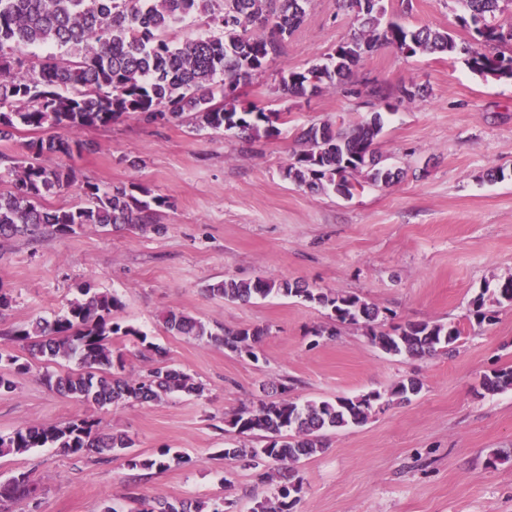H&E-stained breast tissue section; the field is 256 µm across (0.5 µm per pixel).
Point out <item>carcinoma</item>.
I'll use <instances>...</instances> for the list:
<instances>
[{
    "mask_svg": "<svg viewBox=\"0 0 512 512\" xmlns=\"http://www.w3.org/2000/svg\"><path fill=\"white\" fill-rule=\"evenodd\" d=\"M311 0H0V139H9L20 127L51 130L53 134L25 144L22 153L0 170L14 190L0 193V237L48 238L76 233L86 225L107 229H159L156 217L171 207L168 197L142 186H102L82 183L83 203L70 208H47L43 201L76 182L75 171L61 165L38 162L45 157H72L86 149L83 130L107 126L122 116L145 123L190 117L197 130L234 131L249 140L259 133L277 132L270 115L262 109L237 104L240 82L262 73L277 59L283 43L305 21ZM354 14L357 27L322 64L307 71H292L280 81L288 96H303L307 75L316 77L319 91L347 78L363 56L383 47L409 55L463 54L471 70L481 76L512 79V29L495 22V13L507 0H457L458 20L476 34L472 43L459 44L445 30L400 24H382V0H340ZM205 18L219 35L194 36L181 43L168 32L187 17ZM52 50L45 59L24 67L22 55L30 49ZM374 110L353 127L336 131L312 125L299 135L303 149L288 163L285 176L315 191L352 194L363 173L372 184L388 185L395 173L378 166L375 145L383 128L382 110L423 96L415 84L403 85L397 94L380 86L367 91ZM206 291L228 301L248 302L271 294L302 297L331 309L334 326L315 335L333 338L336 325L362 323L372 345L389 355L411 357L449 353L461 338L451 324L408 322L383 329L381 311L359 295L346 291L324 292L299 281L274 278L224 279L206 285ZM512 305V278L493 292L492 300L479 294L472 302L479 322L490 321L489 306ZM123 307L112 292L91 285L79 288L65 314L52 320L35 319L11 334V341L32 358L48 362L59 358L72 366L45 371L42 381L52 391L81 403L105 405L127 402H159L175 393L200 394L202 384L175 369L156 367L145 378L123 374L124 355L112 351L116 336L131 337L150 354L161 358L164 349L147 341L140 329L123 326L112 314ZM165 329L179 336L208 337L233 353L255 355L264 330L242 327L211 329L182 312L163 317ZM0 393L15 388L13 374L29 370L7 348H0ZM488 393L512 389V368L483 375ZM422 383L403 378L389 390V398L404 402L417 395ZM274 399H260L241 406L228 420L237 436L263 434L259 448L244 444L223 450L224 458L242 463L256 478L272 487L271 495L256 503L251 512H295L303 481L295 464L324 448L326 433L364 424L381 407L384 394L372 391L334 400L300 402L291 396L294 382L271 385ZM52 445L74 456L87 451H107L124 459L130 470H166L183 457L169 448L143 458L132 452L134 440L127 434H107L99 423L75 418L52 427L21 426L0 436V455H22L32 448ZM36 492L29 475L20 473L0 482V503L31 498ZM128 512H224L204 501L147 500L129 496Z\"/></svg>",
    "mask_w": 512,
    "mask_h": 512,
    "instance_id": "cac0c4a2",
    "label": "carcinoma"
}]
</instances>
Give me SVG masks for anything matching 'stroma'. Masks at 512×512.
I'll return each mask as SVG.
<instances>
[{
  "label": "stroma",
  "mask_w": 512,
  "mask_h": 512,
  "mask_svg": "<svg viewBox=\"0 0 512 512\" xmlns=\"http://www.w3.org/2000/svg\"><path fill=\"white\" fill-rule=\"evenodd\" d=\"M384 6L386 20L444 28L459 43L471 37L456 0ZM352 29V13L337 0H312L282 55L239 85L241 105L278 113L279 135L245 144L229 131L194 130L186 118L147 124L127 117L84 130L90 150L56 157L78 177L141 185L172 205L159 212L155 231L86 226L52 239H0V287L13 298L0 316V345L8 331L64 312L89 282L117 292L124 307L116 321L147 332L167 365L205 391L99 409L49 390L41 380L46 363L32 361L15 375L14 390L0 393V436L89 417L132 437L141 457L168 448L186 461L132 471L120 459H79L51 446L5 455L0 481L25 472L36 487L33 499L6 512H101L107 501L124 512L132 494L230 500L250 512L270 489L221 451L236 441L227 420L262 386L288 377L300 400H323L381 392L409 376L423 384L411 402L384 405L299 461L304 490L296 512H512V459L485 466L492 452L512 455V389L489 394L480 386L483 374L512 367V306L497 307L494 323L482 327L469 312L474 297L512 276V178L486 177L494 167L512 171V79L480 76L456 55L407 57L383 48L315 96L279 92L281 75L323 62ZM367 81L427 90L384 116L376 150L401 178L363 184L349 197L288 180L303 129L346 128L368 117L356 94ZM258 277L358 294L389 327L430 321L458 325L463 335L451 355H387L361 324L337 327L332 339L314 336L333 325L317 304L276 295L231 302L205 290L222 279ZM170 310L212 327H259L265 336L255 356H240L168 333L162 317Z\"/></svg>",
  "instance_id": "stroma-1"
}]
</instances>
